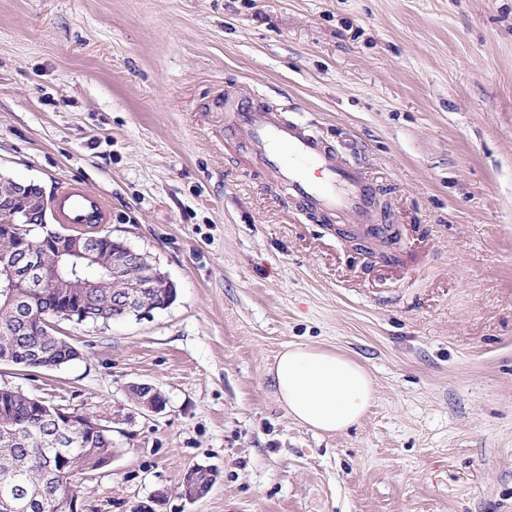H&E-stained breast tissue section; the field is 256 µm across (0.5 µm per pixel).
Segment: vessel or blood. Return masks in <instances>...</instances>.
<instances>
[{
    "mask_svg": "<svg viewBox=\"0 0 512 512\" xmlns=\"http://www.w3.org/2000/svg\"><path fill=\"white\" fill-rule=\"evenodd\" d=\"M250 137L253 154L279 186L307 209L351 217L358 224H379L374 188L358 165L339 161L334 149L314 136L307 123L283 120L280 112L261 110L239 100L230 116ZM57 220L83 230L107 223L109 206L73 183L61 184L55 202Z\"/></svg>",
    "mask_w": 512,
    "mask_h": 512,
    "instance_id": "vessel-or-blood-1",
    "label": "vessel or blood"
}]
</instances>
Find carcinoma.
<instances>
[{"label": "carcinoma", "instance_id": "carcinoma-1", "mask_svg": "<svg viewBox=\"0 0 512 512\" xmlns=\"http://www.w3.org/2000/svg\"><path fill=\"white\" fill-rule=\"evenodd\" d=\"M0 197L14 198V213L0 218L10 220L24 217L30 209L27 195H22L12 184L0 181ZM34 250L42 265L50 272L61 266L50 242L44 234L34 232L33 225L14 224L6 236L0 234V259L11 255L16 240ZM91 274L109 282L105 288L87 289L88 307L94 320L106 323L125 318L124 312L112 306V249L100 242V254ZM63 289L47 288L34 303L37 316L29 329L16 332L17 314L28 307L29 298L20 302L0 299V358L6 355L15 364L30 368H59L71 361L76 352L70 343L56 335L47 311L56 309ZM37 400L12 388H0V500L12 502L10 512H63L66 495L73 493L71 483L77 474L94 471L91 457L105 454L114 448L112 433L92 434L87 429L72 427L60 434L61 440L53 446L47 440L45 423L36 413Z\"/></svg>", "mask_w": 512, "mask_h": 512}]
</instances>
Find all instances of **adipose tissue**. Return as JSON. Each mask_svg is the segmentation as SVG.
Here are the masks:
<instances>
[{
  "label": "adipose tissue",
  "mask_w": 512,
  "mask_h": 512,
  "mask_svg": "<svg viewBox=\"0 0 512 512\" xmlns=\"http://www.w3.org/2000/svg\"><path fill=\"white\" fill-rule=\"evenodd\" d=\"M268 373L289 416L324 433L358 423L375 399V384L366 369L328 349L287 346Z\"/></svg>",
  "instance_id": "1"
}]
</instances>
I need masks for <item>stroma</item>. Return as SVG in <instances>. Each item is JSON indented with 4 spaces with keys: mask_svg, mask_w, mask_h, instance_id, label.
<instances>
[{
    "mask_svg": "<svg viewBox=\"0 0 512 512\" xmlns=\"http://www.w3.org/2000/svg\"><path fill=\"white\" fill-rule=\"evenodd\" d=\"M244 97L363 165L399 242L353 251L289 199L227 130ZM0 175L105 196L177 289L56 322L60 368L0 363L124 429L83 512H512V0H0ZM291 343L368 370L359 423L289 417L267 368ZM133 387H140V396L132 392ZM132 400L147 413L157 414L165 408V400L160 391L150 384H137L129 388Z\"/></svg>",
    "mask_w": 512,
    "mask_h": 512,
    "instance_id": "35a3bbf8",
    "label": "stroma"
}]
</instances>
